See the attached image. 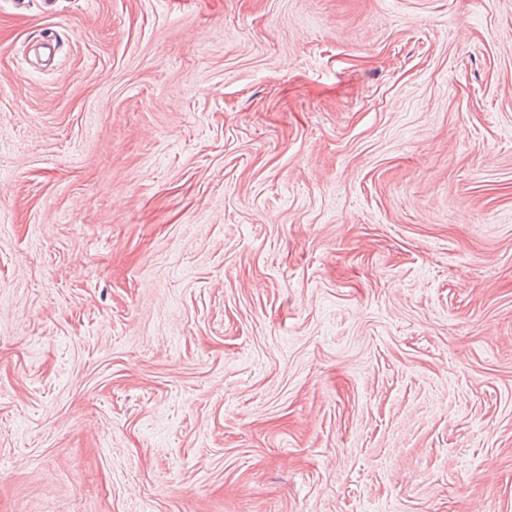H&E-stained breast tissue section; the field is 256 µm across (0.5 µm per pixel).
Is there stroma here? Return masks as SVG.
I'll return each instance as SVG.
<instances>
[{
	"instance_id": "1",
	"label": "stroma",
	"mask_w": 512,
	"mask_h": 512,
	"mask_svg": "<svg viewBox=\"0 0 512 512\" xmlns=\"http://www.w3.org/2000/svg\"><path fill=\"white\" fill-rule=\"evenodd\" d=\"M0 512H512V0H0Z\"/></svg>"
}]
</instances>
